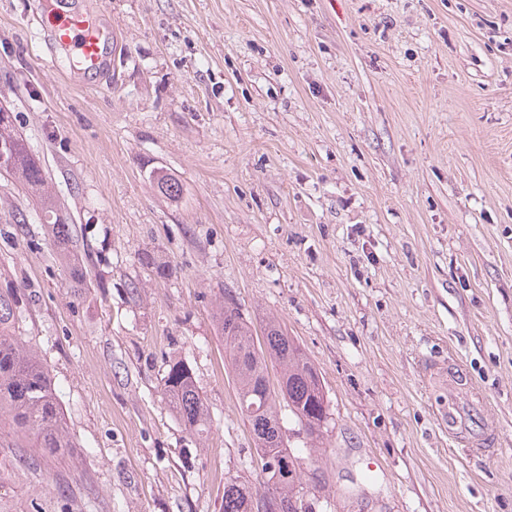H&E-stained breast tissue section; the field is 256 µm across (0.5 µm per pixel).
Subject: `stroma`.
<instances>
[{
	"instance_id": "1",
	"label": "stroma",
	"mask_w": 512,
	"mask_h": 512,
	"mask_svg": "<svg viewBox=\"0 0 512 512\" xmlns=\"http://www.w3.org/2000/svg\"><path fill=\"white\" fill-rule=\"evenodd\" d=\"M59 2L0 0V107L87 286L0 177V291L72 445L0 447V512H220L225 477L259 483L222 297L320 374L321 447L283 418L308 512H512V0H73L114 35L111 76L45 45ZM174 358L207 437L164 403ZM443 359L495 451L441 430Z\"/></svg>"
}]
</instances>
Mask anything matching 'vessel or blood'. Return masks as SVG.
<instances>
[{"label": "vessel or blood", "instance_id": "1", "mask_svg": "<svg viewBox=\"0 0 512 512\" xmlns=\"http://www.w3.org/2000/svg\"><path fill=\"white\" fill-rule=\"evenodd\" d=\"M50 25L55 40L71 52L72 68L82 72H96L105 66L106 54L112 49L111 32L102 29L89 17L74 13L55 14ZM435 378L448 388V406L439 413L441 426L450 436L478 448L493 441V429L484 421L479 397L464 393L463 374L453 366H438Z\"/></svg>", "mask_w": 512, "mask_h": 512}]
</instances>
